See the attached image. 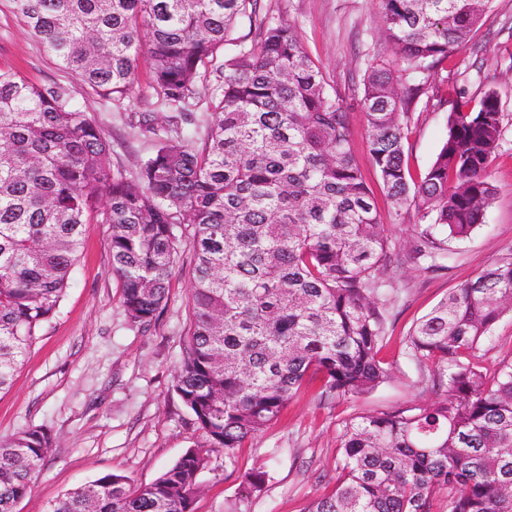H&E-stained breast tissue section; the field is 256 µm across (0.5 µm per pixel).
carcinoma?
Instances as JSON below:
<instances>
[{"mask_svg":"<svg viewBox=\"0 0 512 512\" xmlns=\"http://www.w3.org/2000/svg\"><path fill=\"white\" fill-rule=\"evenodd\" d=\"M56 64L94 94L132 98L140 64L175 120L206 136L159 138L128 175L99 125L61 85L0 70V391L58 313L85 224L112 227V274L127 318L165 308L182 247L192 251L191 321L174 388L207 445L156 479L106 474L50 512H192L209 453L227 458L275 422L310 373L325 397L385 383L379 358L393 284L381 222L350 146L349 113L327 89L297 28L260 15V0H13ZM492 0H375L402 63H371L360 103L368 151L396 212L418 217L412 258L448 257L485 224L503 140L499 94L466 92L430 167L404 162L411 105L473 38ZM254 40L216 64L235 23ZM220 83L205 85L209 71ZM189 227L184 236L183 227ZM512 310V259L462 282L412 327L407 345L441 371L439 396L357 413L338 436L336 482L308 512H512V357L475 361ZM53 438L26 428L0 439V512H17Z\"/></svg>","mask_w":512,"mask_h":512,"instance_id":"cac0c4a2","label":"carcinoma"}]
</instances>
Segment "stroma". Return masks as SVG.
<instances>
[{
    "instance_id": "35a3bbf8",
    "label": "stroma",
    "mask_w": 512,
    "mask_h": 512,
    "mask_svg": "<svg viewBox=\"0 0 512 512\" xmlns=\"http://www.w3.org/2000/svg\"><path fill=\"white\" fill-rule=\"evenodd\" d=\"M261 8L296 25L329 91L350 112L352 148L389 226L395 256L385 277L398 294L380 352L389 378L357 398H325L319 383L305 386L279 420L247 439L234 458L210 453L194 512H305L335 484L344 420L361 411L388 412L436 398L437 367L415 359L406 345L412 325L461 282L512 258V0H493L471 42L437 75L438 100L421 99L412 108L405 159L416 174L432 164L442 146L457 89L474 98L494 90L502 103L503 140L490 164L498 194L486 225L469 239L449 242L447 266L434 272L409 260L417 216L394 213L366 147L359 80L367 63L394 59L374 0H262ZM0 70L39 85H66L105 133L113 166L126 172H135L156 138L169 136L173 128L170 113L154 104L147 67L139 69L133 99L123 111H114L59 69L12 0H0ZM143 112L152 113L154 133L140 131ZM111 232L107 224L84 225L82 253L57 317L43 329L12 386L0 392V436L40 427L54 439L18 512H49L70 490L108 473L151 482L186 449L206 443L173 387L190 325L193 255L184 251L165 309L143 328L123 312L120 283L112 274ZM257 468L269 478L261 491L246 493L245 476Z\"/></svg>"
}]
</instances>
